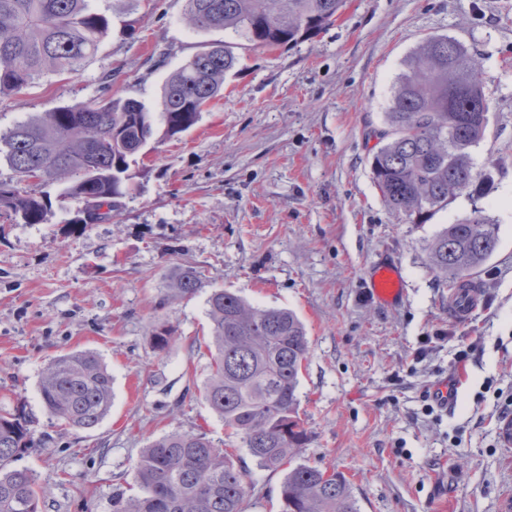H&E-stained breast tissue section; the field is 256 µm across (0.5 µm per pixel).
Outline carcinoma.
Masks as SVG:
<instances>
[{
    "mask_svg": "<svg viewBox=\"0 0 512 512\" xmlns=\"http://www.w3.org/2000/svg\"><path fill=\"white\" fill-rule=\"evenodd\" d=\"M186 19L200 31L230 30L257 48L294 45L334 24L346 0H186ZM110 28L92 0H0V97L46 74L77 71ZM238 64L232 46L205 45L170 74L162 90L163 131L172 138L196 125L205 108L224 97V78ZM485 58L458 40L433 36L404 60L384 126L371 156L373 179L390 210L412 223L448 208L460 195L469 215L446 224L429 245L431 269L450 288L471 278L496 251L497 221L479 206L491 174L477 168L472 149L484 139L489 112ZM151 112L136 99L53 109L0 135V158L14 184L0 183V216L45 224L51 207L41 186L69 178L65 194L78 201L76 224L109 220L132 190L131 166L153 139ZM180 296L205 286L202 270L185 265L171 281ZM209 373L201 390L224 420L227 447L203 432L174 431L141 452L134 484L112 496V512H245L246 470L234 448L278 470L309 441L300 417L298 388L309 355L307 329L285 308H258L238 294L214 289L208 299ZM174 341L157 328L153 348ZM39 392L49 414L64 425L96 428L112 406V375L99 355L72 351L44 369ZM26 408L0 412V512H39L35 475L11 466L35 446ZM281 512H360L349 481L317 466L288 469Z\"/></svg>",
    "mask_w": 512,
    "mask_h": 512,
    "instance_id": "1",
    "label": "carcinoma"
}]
</instances>
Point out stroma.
Segmentation results:
<instances>
[{
  "label": "stroma",
  "mask_w": 512,
  "mask_h": 512,
  "mask_svg": "<svg viewBox=\"0 0 512 512\" xmlns=\"http://www.w3.org/2000/svg\"><path fill=\"white\" fill-rule=\"evenodd\" d=\"M112 30L76 73L47 75L0 99V134L60 106L131 97L161 112L167 77L203 44L232 46L239 64L224 97L133 167V191L112 220L75 223L77 205L45 186V224L0 225V409L23 405L40 448L12 465L33 471L40 512H112L142 448L171 432L225 441L202 399L211 289L260 308L294 310L310 353L299 386L310 433L297 463L349 480L360 512H502L512 499V447L499 421L512 395V0H347L312 39L277 49L200 31L185 0H94ZM448 35L487 60L489 123L473 151L495 161L490 200L499 246L475 280L484 305L448 314L447 284L428 265L436 232L470 213L459 196L423 224L392 213L370 168L404 58ZM400 263L406 298L382 307L365 286L380 255ZM206 286L176 297L179 267ZM174 330L162 352L159 326ZM475 344L467 365L461 344ZM91 350L114 379L112 408L94 429L60 425L39 382L56 356ZM459 383L454 408L423 410L438 381ZM251 492L245 512H280L284 474L238 449Z\"/></svg>",
  "instance_id": "35a3bbf8"
}]
</instances>
